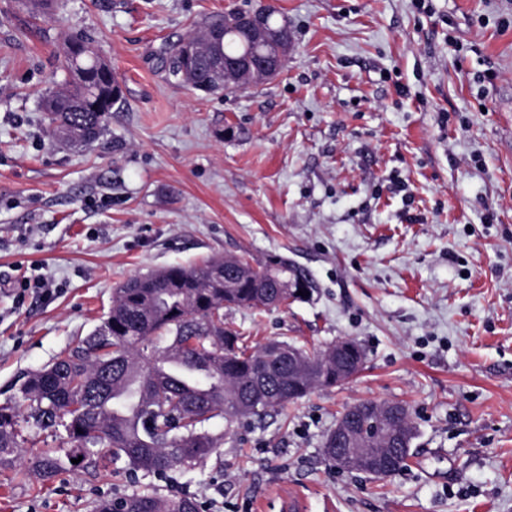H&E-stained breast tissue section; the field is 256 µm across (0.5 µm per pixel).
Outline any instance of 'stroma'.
<instances>
[{"label": "stroma", "instance_id": "35a3bbf8", "mask_svg": "<svg viewBox=\"0 0 512 512\" xmlns=\"http://www.w3.org/2000/svg\"><path fill=\"white\" fill-rule=\"evenodd\" d=\"M272 6L293 49L234 92L170 77L169 48L232 7ZM512 0H0V404L88 335L127 279L282 256L316 290L232 308L249 345L365 351L352 380L215 420L203 464L156 479L203 512H512ZM122 89L103 135L44 120L66 33ZM42 275L51 300L21 293ZM411 412L406 468L336 469L323 443L366 400ZM124 462L49 483L0 465V512H92L136 491Z\"/></svg>", "mask_w": 512, "mask_h": 512}]
</instances>
